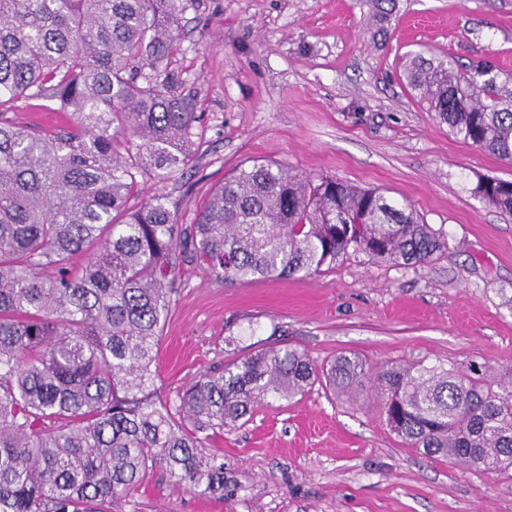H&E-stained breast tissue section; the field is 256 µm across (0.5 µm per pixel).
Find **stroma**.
I'll use <instances>...</instances> for the list:
<instances>
[{
	"instance_id": "stroma-1",
	"label": "stroma",
	"mask_w": 512,
	"mask_h": 512,
	"mask_svg": "<svg viewBox=\"0 0 512 512\" xmlns=\"http://www.w3.org/2000/svg\"><path fill=\"white\" fill-rule=\"evenodd\" d=\"M172 68L203 137L182 178L141 181L193 223L213 187L256 160L378 189L446 234L448 250L404 267L352 255L288 280L177 275L155 392L177 402L202 373L248 349L291 345L315 362L341 354L373 370L438 365L512 382V217L472 193L512 180V164L452 136L405 83L407 59L488 60L512 74V0H396L387 37L368 0H181ZM4 117L46 133L59 112L17 101ZM223 498L154 472L112 512H512V474L425 457L387 427L373 386L350 399L319 386L257 403L215 432Z\"/></svg>"
}]
</instances>
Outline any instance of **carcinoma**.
<instances>
[{"mask_svg": "<svg viewBox=\"0 0 512 512\" xmlns=\"http://www.w3.org/2000/svg\"><path fill=\"white\" fill-rule=\"evenodd\" d=\"M371 2L383 31L394 0ZM179 12V0H0V99L66 117L53 134L0 121V512H111L156 469L222 497L208 431L322 381L340 393L375 381L387 426L427 457L511 471L512 386L421 362L373 374L358 356L319 367L286 345L198 376L177 405L154 400L182 265L290 279L350 255L410 266L448 249L407 204L273 162L225 178L191 224L161 193L129 206L141 179L172 180L196 154L200 117L171 69ZM403 75L450 134L512 162V96L493 64L462 73L414 55ZM472 193L512 215V181Z\"/></svg>", "mask_w": 512, "mask_h": 512, "instance_id": "obj_1", "label": "carcinoma"}]
</instances>
